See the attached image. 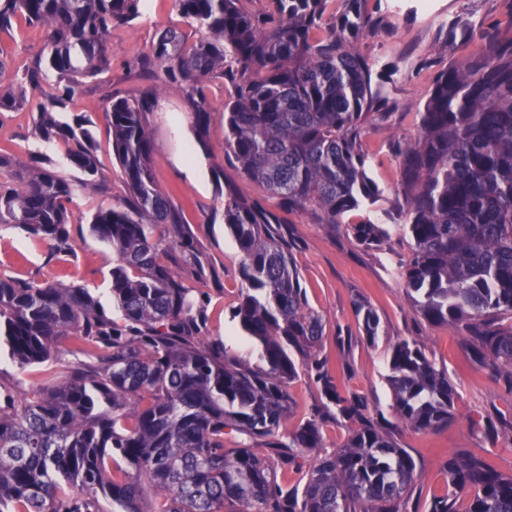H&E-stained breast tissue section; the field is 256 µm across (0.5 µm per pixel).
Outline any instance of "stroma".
I'll use <instances>...</instances> for the list:
<instances>
[{
    "mask_svg": "<svg viewBox=\"0 0 512 512\" xmlns=\"http://www.w3.org/2000/svg\"><path fill=\"white\" fill-rule=\"evenodd\" d=\"M464 17L499 31L512 27V0H381L374 15L373 33L360 36L357 50L373 64L391 61L400 71L385 89L390 111L383 120L364 128L361 144L372 160L371 176L384 191L382 207L395 205L399 196L395 141L413 138L417 114L422 109L436 72L460 60L469 45L439 41L437 29L448 19ZM173 0H144V13L136 23L113 29L108 42L112 70L101 78L83 82L69 106L71 114L86 116L99 147L105 184L93 188L71 167L63 145L40 139L34 129L36 115L27 110L0 112V149L26 161L38 156L68 178L74 187L73 241L67 253L54 254L50 246L23 231L0 226V274L43 284L64 283L87 288L104 309H111V272L115 257L111 248L91 235L88 223L99 208L117 204L126 187L120 166L112 156L103 108L112 93L160 91L159 106L148 113L152 168L158 184L181 209L195 240L194 257L167 251L163 259L182 277L200 303L203 336L223 344L229 355L256 366L258 344L243 333L232 318L245 283L242 257L224 224L222 183H231L238 195L267 198L260 185L242 177L224 157V103L233 93L225 80L209 83L208 146L200 148L190 110L181 93L163 90L161 78H151L134 66L136 56L147 50L159 32L180 26ZM40 28L18 24L12 33L0 34V52L11 69L24 67L40 50ZM195 168L196 179L179 169L180 160ZM367 211L350 212L347 225L336 228L308 223L291 215L278 230L290 240L292 257L306 291L309 308L323 322L319 354L332 369L343 395L359 396L368 404V416L382 421L401 447L414 457L420 479L402 503V512H425V505L448 492V455L461 451L482 457L497 471L512 474V386L491 370L471 364L459 331L448 325L424 321L407 297L400 268L412 255L411 240L402 224L388 225V236L377 247L358 244L348 224L365 220ZM373 309L379 319L378 336L368 342L357 313L359 305ZM401 340H415L438 368L448 373L457 388V419L435 432H416L399 423L392 411L393 395L386 380L387 356ZM79 343L67 340L49 361L19 370L7 351L0 350V385L22 390L38 379L60 374L88 363ZM293 414L283 431L295 429L318 407L324 397L314 370L300 366L289 384ZM494 418L499 436L489 439L471 424Z\"/></svg>",
    "mask_w": 512,
    "mask_h": 512,
    "instance_id": "35a3bbf8",
    "label": "stroma"
}]
</instances>
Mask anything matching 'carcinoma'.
<instances>
[{
  "label": "carcinoma",
  "mask_w": 512,
  "mask_h": 512,
  "mask_svg": "<svg viewBox=\"0 0 512 512\" xmlns=\"http://www.w3.org/2000/svg\"><path fill=\"white\" fill-rule=\"evenodd\" d=\"M143 0H0V32L16 22L42 26L35 58L3 87L0 111L36 113V134L57 141L66 159L96 186L103 178L90 121L61 119L76 87L112 69V29L142 17ZM183 22L160 32L143 69L159 67L165 84L184 93L200 146L211 104L207 83L234 85L224 103V145L241 174L261 184L273 207L224 196V224L242 254L245 291L233 318L260 347L248 367L201 336L192 289L161 261L155 229L189 256L193 240L182 211L155 180L145 116L154 91L112 95L104 111L112 156L127 195L92 216L90 232L112 247V320L86 288L37 284L0 274V345L20 369L48 361L72 338L92 362L30 389L0 387V512H401L420 478L413 457L378 422L366 402L341 395L316 357L323 337L292 255L273 225L302 215L332 227L345 214L372 208L383 190L369 176L363 127L375 119L396 66L369 63L355 41L370 30L368 0H269L253 12L245 0H174ZM446 44L482 40L469 57L439 72L418 112L417 136L398 146L405 207L348 226L361 245L379 246L400 214L412 241L403 279L416 312L463 333L470 361L512 382V34H476L451 19ZM41 90L30 101L27 86ZM74 188L37 159L0 152V224L56 249L72 238ZM362 328L373 342L379 321L365 305ZM315 369L325 414L359 421L347 443L324 450L317 414L285 441L271 437L291 411L288 384L296 358ZM388 382L396 417L415 431L453 419L457 390L415 342L390 350ZM246 438L224 447V435ZM304 470L301 488L277 482L279 467ZM450 491L425 512H512V475L455 453L446 462Z\"/></svg>",
  "instance_id": "1"
}]
</instances>
